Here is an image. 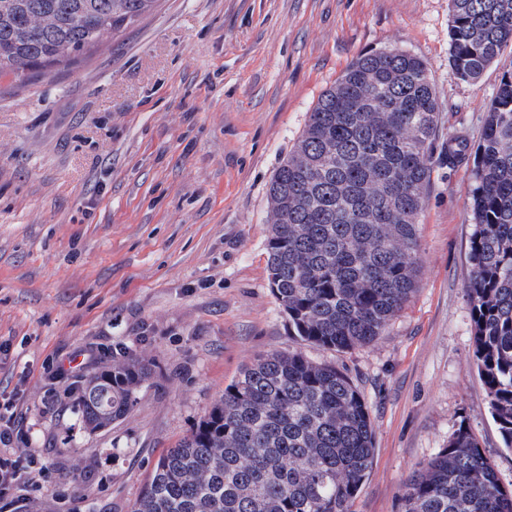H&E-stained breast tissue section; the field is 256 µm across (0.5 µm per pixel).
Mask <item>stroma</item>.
<instances>
[{
  "mask_svg": "<svg viewBox=\"0 0 512 512\" xmlns=\"http://www.w3.org/2000/svg\"><path fill=\"white\" fill-rule=\"evenodd\" d=\"M450 0H162L146 18L23 86L0 78V425L21 441L0 512H130L153 466L258 356L302 349L369 408L373 465L353 512H399L412 467L466 422L512 484L473 364L466 165L438 159L417 291L379 340L299 346L266 268L268 188L324 90L356 57L430 69L434 147L478 142L500 69L457 79ZM151 369L92 432L82 381L115 355Z\"/></svg>",
  "mask_w": 512,
  "mask_h": 512,
  "instance_id": "stroma-1",
  "label": "stroma"
}]
</instances>
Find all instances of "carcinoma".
Here are the masks:
<instances>
[{"mask_svg":"<svg viewBox=\"0 0 512 512\" xmlns=\"http://www.w3.org/2000/svg\"><path fill=\"white\" fill-rule=\"evenodd\" d=\"M156 3L0 0V76L22 84L76 60ZM451 5L448 61L460 80L476 81L512 42V0ZM439 114L427 63L404 50L357 57L319 96L268 189L269 285L301 343L338 353L367 346L410 301ZM448 160L471 168L473 358L512 450V64L502 66L480 140L448 137ZM108 374L78 398L93 431L128 414L150 372L123 355ZM374 440L343 371L300 350L272 352L161 455L131 512H352ZM399 512H512V489L462 421L410 471Z\"/></svg>","mask_w":512,"mask_h":512,"instance_id":"carcinoma-1","label":"carcinoma"}]
</instances>
